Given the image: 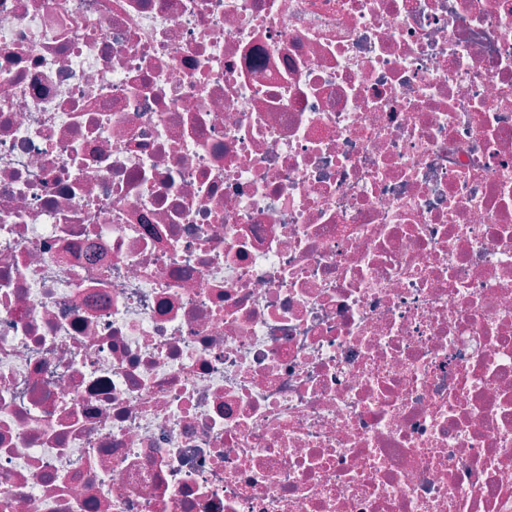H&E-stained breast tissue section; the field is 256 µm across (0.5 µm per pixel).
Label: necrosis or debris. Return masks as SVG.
Returning a JSON list of instances; mask_svg holds the SVG:
<instances>
[{"instance_id": "necrosis-or-debris-1", "label": "necrosis or debris", "mask_w": 512, "mask_h": 512, "mask_svg": "<svg viewBox=\"0 0 512 512\" xmlns=\"http://www.w3.org/2000/svg\"><path fill=\"white\" fill-rule=\"evenodd\" d=\"M0 512H512V0H0Z\"/></svg>"}]
</instances>
